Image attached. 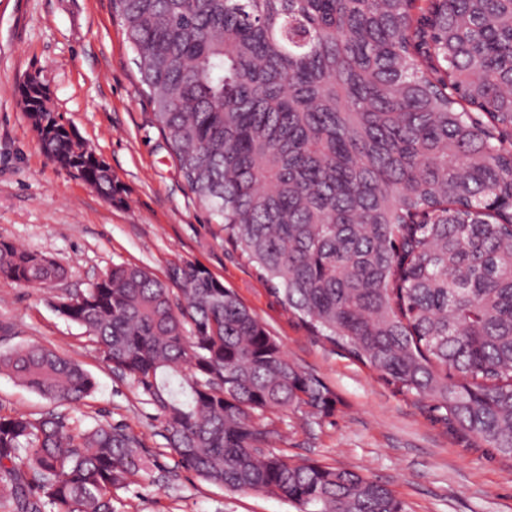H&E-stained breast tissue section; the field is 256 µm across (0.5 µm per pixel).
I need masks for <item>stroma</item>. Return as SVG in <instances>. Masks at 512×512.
Listing matches in <instances>:
<instances>
[{"instance_id": "1", "label": "stroma", "mask_w": 512, "mask_h": 512, "mask_svg": "<svg viewBox=\"0 0 512 512\" xmlns=\"http://www.w3.org/2000/svg\"><path fill=\"white\" fill-rule=\"evenodd\" d=\"M33 76L52 111L111 169L116 200L43 153L20 95ZM152 112L112 0H0V239L65 270L62 280L34 287L0 278V352L38 344L92 375L97 389L65 408L69 424L124 425L156 460L120 491L129 512H296L286 500L218 487L178 467L155 407L102 360L83 327L55 310L60 297L85 291L114 265L135 264L163 281L187 262L233 290L289 360L336 395L324 417L280 412L273 451L382 481L409 512H512V463L331 350L284 309L190 192ZM52 409L0 374V415Z\"/></svg>"}]
</instances>
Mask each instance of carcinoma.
I'll use <instances>...</instances> for the list:
<instances>
[{
    "instance_id": "obj_1",
    "label": "carcinoma",
    "mask_w": 512,
    "mask_h": 512,
    "mask_svg": "<svg viewBox=\"0 0 512 512\" xmlns=\"http://www.w3.org/2000/svg\"><path fill=\"white\" fill-rule=\"evenodd\" d=\"M154 118L190 191L293 315L395 392L512 462V0H113ZM46 152L70 149L53 118ZM112 201L111 173L79 161ZM0 240V277L62 278ZM167 285L114 265L60 316L158 411L203 480L298 512H407L384 482L267 451L270 414H330L206 268ZM0 373L60 405L79 364L39 345ZM125 428L0 415V512H118L149 468Z\"/></svg>"
}]
</instances>
